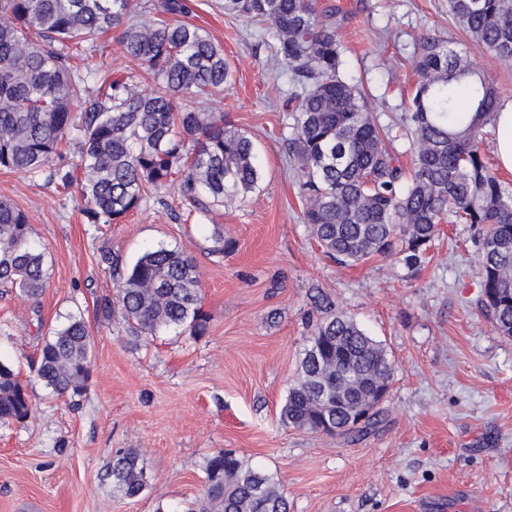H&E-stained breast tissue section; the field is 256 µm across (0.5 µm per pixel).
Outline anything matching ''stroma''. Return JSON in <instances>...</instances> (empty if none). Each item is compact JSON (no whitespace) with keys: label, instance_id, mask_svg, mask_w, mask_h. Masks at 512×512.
Returning a JSON list of instances; mask_svg holds the SVG:
<instances>
[{"label":"stroma","instance_id":"stroma-1","mask_svg":"<svg viewBox=\"0 0 512 512\" xmlns=\"http://www.w3.org/2000/svg\"><path fill=\"white\" fill-rule=\"evenodd\" d=\"M340 75L361 82L367 105L402 147L416 75L415 48L432 34L466 52L512 102V62L484 52L448 13V0H335ZM224 0H190L234 67L223 92L191 99L251 135L261 171L251 192L210 215L171 188H151L114 224L88 223L78 191L0 169V197L23 211L45 253L36 299L0 288V359L33 405L0 422V512H178L205 490V463L236 450L277 478L290 512H512V338L481 308L477 234L444 224L420 266L377 256L345 266L302 221L299 174L287 155L288 82L270 40ZM222 231L228 247L213 250ZM191 254L201 273L205 331L183 325L136 337L106 311L120 271L151 248ZM330 294L379 341L393 378L379 424L358 439L298 430L280 418L308 343L309 296ZM91 336V377L60 396L38 377L39 352L70 317ZM140 453L146 486L115 488L117 451Z\"/></svg>","mask_w":512,"mask_h":512}]
</instances>
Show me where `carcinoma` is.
<instances>
[{"label": "carcinoma", "instance_id": "cac0c4a2", "mask_svg": "<svg viewBox=\"0 0 512 512\" xmlns=\"http://www.w3.org/2000/svg\"><path fill=\"white\" fill-rule=\"evenodd\" d=\"M130 0H0V169L80 189L91 224H112L139 208L147 190L168 186L201 214L258 185L254 143L224 123V113L183 108L187 96L222 91L231 77L224 49L183 20L189 0H162L131 14ZM448 12L488 54L512 61V0H448ZM224 13L270 36L293 104L288 156L297 165L303 220L341 264L397 255L420 265L439 224L477 227L482 304L494 329L512 337V191L487 164L484 129L499 110L495 87L449 42L426 35L416 47L417 76L407 114L405 175L386 128L365 93L343 80L338 33L348 16L316 0H224ZM166 18H160V15ZM119 30L125 54L150 72L141 87L128 74L73 59L101 51L99 37ZM104 72L73 110L77 87ZM70 139L79 159H62ZM45 255L26 215L0 198V285L36 298L45 288ZM201 278L178 249L145 251L120 275L113 303L138 336L185 323L202 330ZM312 332L281 409L299 430L359 436L379 421L380 384L392 380L381 345L328 295L314 297ZM90 369V336L72 317L41 349L37 375L55 392L80 395ZM29 395L0 360V421L27 419ZM198 512H288L271 475L231 450L210 457ZM112 480L129 498L145 487L138 453L112 462Z\"/></svg>", "mask_w": 512, "mask_h": 512}]
</instances>
